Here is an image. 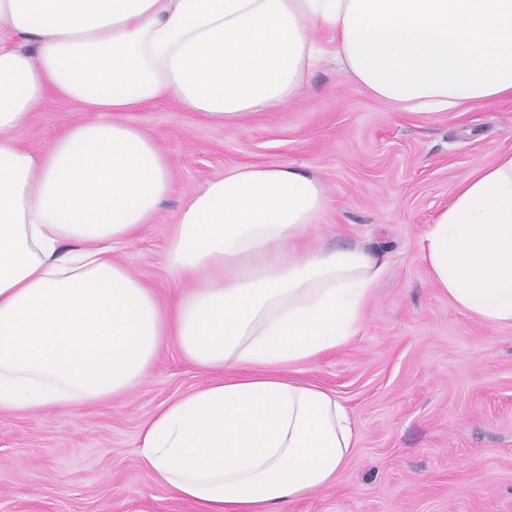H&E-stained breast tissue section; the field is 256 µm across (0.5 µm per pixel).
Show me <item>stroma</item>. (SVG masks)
<instances>
[{"label":"stroma","mask_w":512,"mask_h":512,"mask_svg":"<svg viewBox=\"0 0 512 512\" xmlns=\"http://www.w3.org/2000/svg\"><path fill=\"white\" fill-rule=\"evenodd\" d=\"M89 117L52 96L14 138L40 152ZM130 120L163 147L173 181L154 221L112 258L161 300L183 290L165 253L186 191L235 165L288 163L316 175L328 194L320 240L390 251L357 335L297 374L347 407L357 442L334 484L284 512H512V326L449 303L420 249L450 191L512 151V100L402 112L329 61L300 99L232 129L169 99ZM209 380L168 341L127 394L77 411L1 412L0 512H192L155 483L140 434Z\"/></svg>","instance_id":"35a3bbf8"}]
</instances>
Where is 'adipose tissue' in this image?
Returning <instances> with one entry per match:
<instances>
[{
    "instance_id": "1",
    "label": "adipose tissue",
    "mask_w": 512,
    "mask_h": 512,
    "mask_svg": "<svg viewBox=\"0 0 512 512\" xmlns=\"http://www.w3.org/2000/svg\"><path fill=\"white\" fill-rule=\"evenodd\" d=\"M0 412L76 410L129 391L175 339L217 378L159 410L140 454L196 512H281L328 487L356 426L292 371L358 333L376 252L314 242L327 208L289 164L190 189L161 304L112 260L171 190L163 148L128 119L171 98L227 128L298 99L335 52L344 76L408 112L512 98V0H0ZM56 95L94 111L41 153L17 145ZM449 302L512 325V152L452 192L422 240Z\"/></svg>"
}]
</instances>
